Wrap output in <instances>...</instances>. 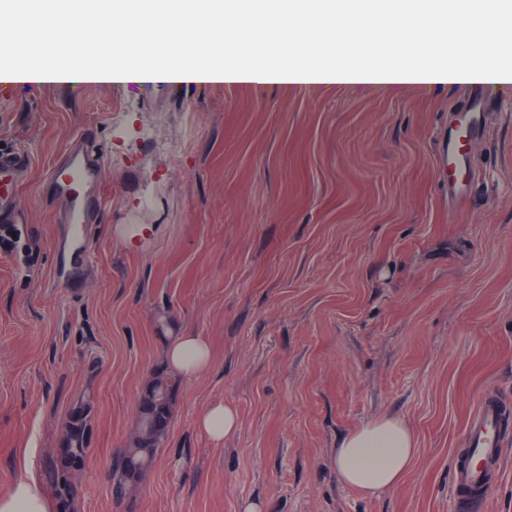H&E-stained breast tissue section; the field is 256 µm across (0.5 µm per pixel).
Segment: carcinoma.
Segmentation results:
<instances>
[{
    "mask_svg": "<svg viewBox=\"0 0 512 512\" xmlns=\"http://www.w3.org/2000/svg\"><path fill=\"white\" fill-rule=\"evenodd\" d=\"M177 380L163 370L158 371L142 393L144 408L140 410L136 436L116 457L112 470V495L125 498L129 487L152 464L155 450L166 437L171 419ZM90 403L82 402L67 416L64 435L74 456H89ZM71 463L57 459L46 472V481L56 501L57 512H77L76 485L70 478Z\"/></svg>",
    "mask_w": 512,
    "mask_h": 512,
    "instance_id": "1",
    "label": "carcinoma"
}]
</instances>
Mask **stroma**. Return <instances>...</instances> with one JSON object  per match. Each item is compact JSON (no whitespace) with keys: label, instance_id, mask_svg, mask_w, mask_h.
Returning <instances> with one entry per match:
<instances>
[{"label":"stroma","instance_id":"1","mask_svg":"<svg viewBox=\"0 0 512 512\" xmlns=\"http://www.w3.org/2000/svg\"><path fill=\"white\" fill-rule=\"evenodd\" d=\"M473 143L470 202L448 203L436 138L470 89L435 84L15 85L0 148L31 157L22 222L0 239V493L20 451L51 466L91 403L78 512H454L455 452L479 393L512 405V84ZM112 209L78 287L39 187L77 135ZM212 364L180 380L164 441L127 498L112 462L180 333ZM240 414L212 441L211 404ZM417 433L405 482L344 486L339 439L382 416ZM90 430V403L81 402L69 412L64 431L68 446L75 457L87 458L94 451L92 448L87 453ZM240 424L238 410L229 404L211 405L197 420L198 429L215 442L234 435Z\"/></svg>","mask_w":512,"mask_h":512}]
</instances>
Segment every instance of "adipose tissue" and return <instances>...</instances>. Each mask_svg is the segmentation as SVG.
Returning <instances> with one entry per match:
<instances>
[{
	"mask_svg": "<svg viewBox=\"0 0 512 512\" xmlns=\"http://www.w3.org/2000/svg\"><path fill=\"white\" fill-rule=\"evenodd\" d=\"M165 361L172 373L194 376L209 366L210 346L204 337L185 332L168 345ZM239 424L238 410L224 403L211 405L197 420L198 429L216 442L234 435ZM418 452L414 431L400 418L383 415L342 437L334 457L336 473L345 486L378 498L406 480ZM55 509V503L29 462H22L9 489L0 494V512H55Z\"/></svg>",
	"mask_w": 512,
	"mask_h": 512,
	"instance_id": "obj_1",
	"label": "adipose tissue"
}]
</instances>
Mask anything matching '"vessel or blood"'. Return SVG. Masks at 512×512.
<instances>
[{
    "mask_svg": "<svg viewBox=\"0 0 512 512\" xmlns=\"http://www.w3.org/2000/svg\"><path fill=\"white\" fill-rule=\"evenodd\" d=\"M480 132L481 115L472 112L462 120L449 119L437 139L438 166L447 174L449 202L466 198L469 193L470 182L460 178L459 172L467 168V147ZM28 165L27 154L0 150V226L21 221L18 182ZM40 192L43 199L64 202L59 221L70 227L67 247L85 250L91 225L112 205L100 158L86 136L73 139L68 150L51 165ZM506 420V411L497 396L486 392L476 400L466 423L463 451L452 470L451 494L457 512H481L485 507L489 488L503 468Z\"/></svg>",
    "mask_w": 512,
    "mask_h": 512,
    "instance_id": "obj_1",
    "label": "vessel or blood"
}]
</instances>
